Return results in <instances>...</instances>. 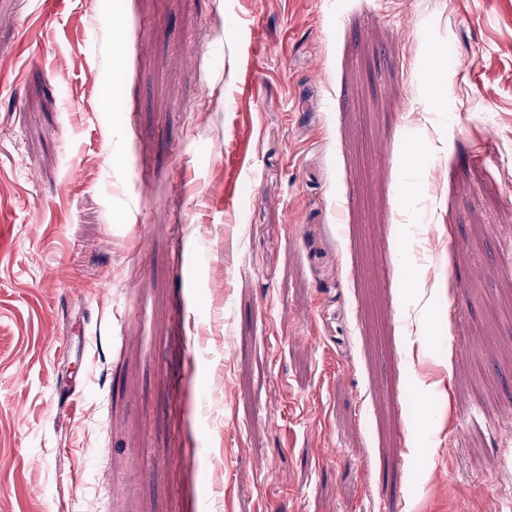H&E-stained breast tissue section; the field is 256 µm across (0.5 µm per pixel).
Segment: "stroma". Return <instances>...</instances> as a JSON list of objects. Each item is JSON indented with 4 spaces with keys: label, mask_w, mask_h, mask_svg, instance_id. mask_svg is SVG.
<instances>
[{
    "label": "stroma",
    "mask_w": 512,
    "mask_h": 512,
    "mask_svg": "<svg viewBox=\"0 0 512 512\" xmlns=\"http://www.w3.org/2000/svg\"><path fill=\"white\" fill-rule=\"evenodd\" d=\"M511 349L512 0H0V512H512Z\"/></svg>",
    "instance_id": "1"
}]
</instances>
